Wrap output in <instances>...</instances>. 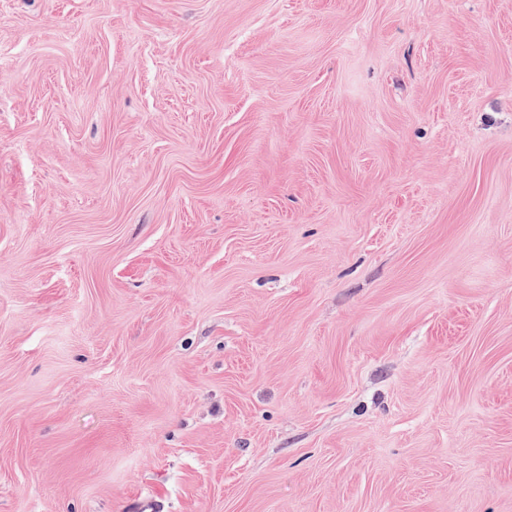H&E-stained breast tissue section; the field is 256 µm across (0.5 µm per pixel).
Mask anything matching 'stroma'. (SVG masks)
<instances>
[{"label":"stroma","mask_w":512,"mask_h":512,"mask_svg":"<svg viewBox=\"0 0 512 512\" xmlns=\"http://www.w3.org/2000/svg\"><path fill=\"white\" fill-rule=\"evenodd\" d=\"M512 512V0H0V512Z\"/></svg>","instance_id":"1"}]
</instances>
